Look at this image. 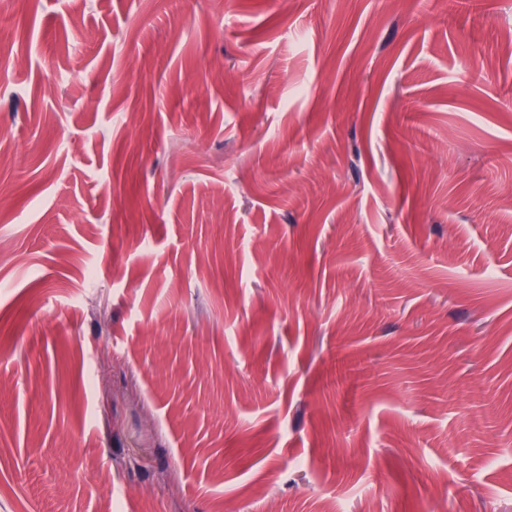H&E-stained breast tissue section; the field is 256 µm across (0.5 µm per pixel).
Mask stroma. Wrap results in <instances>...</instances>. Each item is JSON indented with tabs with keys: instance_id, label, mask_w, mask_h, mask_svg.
I'll list each match as a JSON object with an SVG mask.
<instances>
[{
	"instance_id": "stroma-1",
	"label": "stroma",
	"mask_w": 512,
	"mask_h": 512,
	"mask_svg": "<svg viewBox=\"0 0 512 512\" xmlns=\"http://www.w3.org/2000/svg\"><path fill=\"white\" fill-rule=\"evenodd\" d=\"M0 512H512V0H0Z\"/></svg>"
}]
</instances>
